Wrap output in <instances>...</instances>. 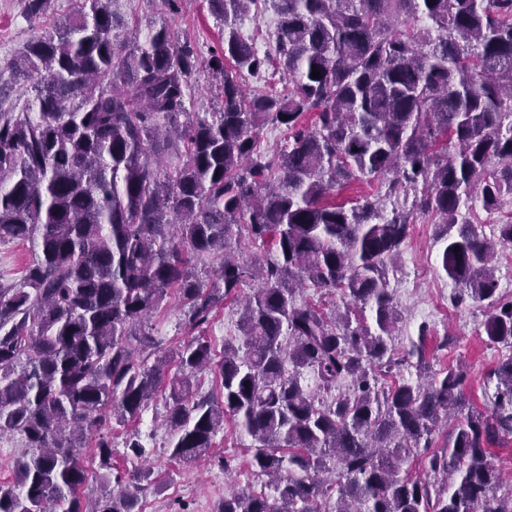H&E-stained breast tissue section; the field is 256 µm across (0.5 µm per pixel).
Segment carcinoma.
Here are the masks:
<instances>
[{
    "instance_id": "carcinoma-1",
    "label": "carcinoma",
    "mask_w": 512,
    "mask_h": 512,
    "mask_svg": "<svg viewBox=\"0 0 512 512\" xmlns=\"http://www.w3.org/2000/svg\"><path fill=\"white\" fill-rule=\"evenodd\" d=\"M87 2L14 65L10 81L32 84L36 115L0 110V242L37 248L20 283H0V434L34 449L0 483V512H138L107 429L138 418L162 387L179 461L203 458L227 417L256 442L251 467L273 494L228 495L216 512H512L489 461L512 436V357L488 374V412L467 399L459 365L379 384L399 364L386 261L416 217L439 218L454 306L498 290L492 261L512 247V221L487 236L470 211L512 197V0H279L263 54L229 21L258 0H210L224 14L210 58L221 103L204 117L187 107L191 43L165 25L143 45L121 42L112 0ZM270 69L292 89L246 95L238 76ZM269 121L288 133L271 159L257 144ZM168 148L185 160L162 173L152 160ZM493 164L502 169L490 180ZM367 175L414 192L412 209L331 201ZM235 227L272 238L276 258L237 261ZM205 254L221 257L208 284L193 265ZM249 279L242 343H225L218 361L202 335L168 353L145 325L174 288L198 329ZM309 284L340 290L343 308L297 303ZM482 327L512 348V300L495 298ZM211 369L220 403L199 393ZM306 371L324 390L349 378L353 391L324 405L302 385ZM443 414L454 425L432 452ZM124 448L135 464L146 455L135 435ZM423 455L443 484L402 470ZM331 457L339 472L326 485ZM110 477L112 495L85 507L79 490Z\"/></svg>"
}]
</instances>
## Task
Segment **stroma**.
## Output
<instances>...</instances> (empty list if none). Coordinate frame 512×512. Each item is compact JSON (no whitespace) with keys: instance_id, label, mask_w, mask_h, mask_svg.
<instances>
[{"instance_id":"1","label":"stroma","mask_w":512,"mask_h":512,"mask_svg":"<svg viewBox=\"0 0 512 512\" xmlns=\"http://www.w3.org/2000/svg\"><path fill=\"white\" fill-rule=\"evenodd\" d=\"M82 7L83 0H51L45 18L34 20L25 14L21 0H0V71H9L14 66L28 40ZM112 10L125 21L120 36L134 34L143 41L151 29L164 23L176 39L190 41L199 54V63L191 78L188 108L200 113L218 110V82L208 61L212 50L224 40V23L213 11L210 0H183L180 12L174 15L162 7L160 0H112ZM384 184L383 178L363 177L336 191L334 198L346 204L374 198L387 212L410 208L411 195H386ZM435 229L433 216L417 218L399 257L389 265L390 286L401 312L393 348L402 355L421 339L425 342L430 370L464 364L468 372L466 395L475 406L486 410L495 391L488 374L499 362L512 357V349L490 343L484 335L481 323L485 307L452 306L450 295L454 286L438 269L441 244L436 240ZM240 314L238 303L225 302L204 329L215 353H222L225 342L239 341ZM150 324L153 335L167 346L178 345L191 336L185 308L175 295L151 317ZM423 324L428 327L424 337L419 334ZM165 416V401L158 395L148 403L138 421L112 427V462L125 476H132L134 471L124 458L127 434L138 432L149 451L146 467L151 475L137 492L141 512H214L216 502L224 496L242 489L258 491L266 486V476L257 474L249 463L254 446L250 436L229 423L214 436L211 452L230 460V471L202 462L187 466L171 457Z\"/></svg>"}]
</instances>
